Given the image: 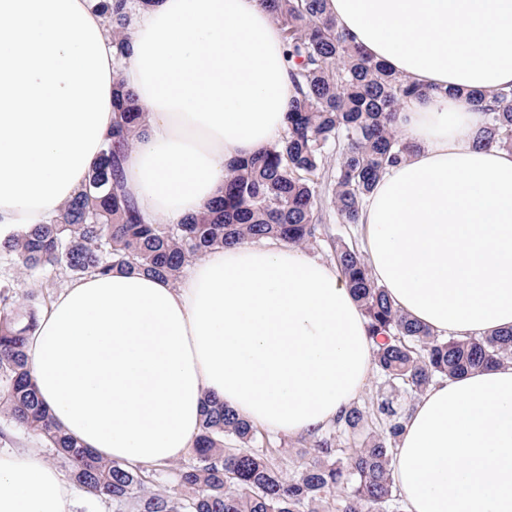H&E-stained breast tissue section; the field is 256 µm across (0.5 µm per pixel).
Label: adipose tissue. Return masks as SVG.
Returning <instances> with one entry per match:
<instances>
[{
	"instance_id": "1",
	"label": "adipose tissue",
	"mask_w": 512,
	"mask_h": 512,
	"mask_svg": "<svg viewBox=\"0 0 512 512\" xmlns=\"http://www.w3.org/2000/svg\"><path fill=\"white\" fill-rule=\"evenodd\" d=\"M339 28L416 84L397 124L413 150L360 212L373 277L443 336L512 330V152L479 147L483 113L458 97L512 85V0H327ZM113 64L96 0H0V237L47 223L85 184L122 82L146 109L123 158L149 220L204 210L229 162L278 141L295 93L283 35L259 0H157ZM56 422L106 459L187 456L203 398L251 425L320 433L372 372L363 312L332 265L245 241L179 284L83 277L39 313L27 344ZM406 512H512V363L430 386L398 444ZM66 474L0 447V512H71Z\"/></svg>"
}]
</instances>
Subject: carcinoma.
I'll list each match as a JSON object with an SVG mask.
<instances>
[{"label": "carcinoma", "instance_id": "cac0c4a2", "mask_svg": "<svg viewBox=\"0 0 512 512\" xmlns=\"http://www.w3.org/2000/svg\"><path fill=\"white\" fill-rule=\"evenodd\" d=\"M151 2L98 3L112 29L116 65L129 53L133 12ZM259 2L280 25L294 62L296 96L282 139L229 164L222 195L199 216L149 224L126 195L120 166L140 136L145 108L120 87L112 130L86 184L51 223L0 239V263L18 267L49 294L70 280L117 269L176 281L211 250L269 238L313 245L331 218L359 223L364 197L411 150L395 122L403 101L420 90L338 28L327 0ZM465 98L486 116L480 143L512 149V89L470 91ZM335 257L367 318L374 371L409 405L435 383L512 361V331L438 335L394 306L357 247L339 241ZM38 299L19 292L15 279H0V439L24 433L39 440L89 502L109 512H401L393 471L405 412L383 397L379 430L366 431V411L352 404L288 472L272 449L257 445L256 429L212 395L186 463L130 467L81 447L55 422L32 381L25 342L36 329ZM345 436L361 442L351 448Z\"/></svg>", "mask_w": 512, "mask_h": 512}]
</instances>
